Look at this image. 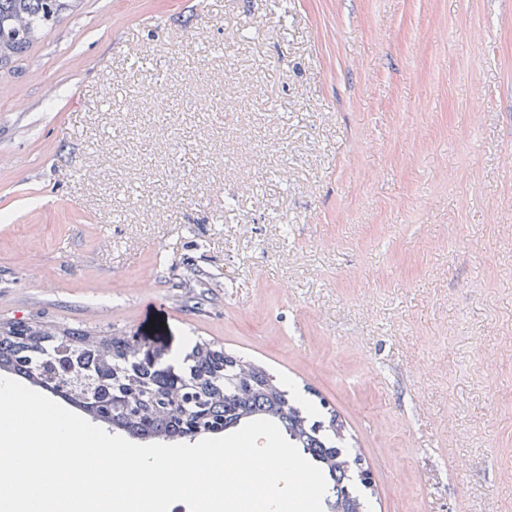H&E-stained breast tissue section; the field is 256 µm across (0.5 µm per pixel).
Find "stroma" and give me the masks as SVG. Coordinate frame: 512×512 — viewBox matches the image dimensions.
Segmentation results:
<instances>
[{
  "instance_id": "1",
  "label": "stroma",
  "mask_w": 512,
  "mask_h": 512,
  "mask_svg": "<svg viewBox=\"0 0 512 512\" xmlns=\"http://www.w3.org/2000/svg\"><path fill=\"white\" fill-rule=\"evenodd\" d=\"M208 340L370 512H512V0H79L0 69V321Z\"/></svg>"
}]
</instances>
